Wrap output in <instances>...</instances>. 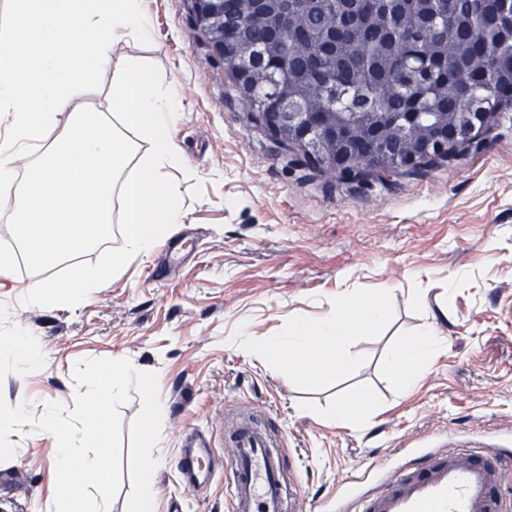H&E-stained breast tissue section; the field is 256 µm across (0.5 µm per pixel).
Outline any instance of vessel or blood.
Wrapping results in <instances>:
<instances>
[{"label":"vessel or blood","instance_id":"b4317fda","mask_svg":"<svg viewBox=\"0 0 512 512\" xmlns=\"http://www.w3.org/2000/svg\"><path fill=\"white\" fill-rule=\"evenodd\" d=\"M236 450L228 486L231 512H283L281 462L265 429L249 422L232 431ZM469 453L467 465L457 454ZM211 442L187 433L177 452V469L187 490L210 479ZM401 462L377 476L355 471L336 487V512H504L502 487L512 484V450L475 440L450 442L441 436L431 448H405Z\"/></svg>","mask_w":512,"mask_h":512}]
</instances>
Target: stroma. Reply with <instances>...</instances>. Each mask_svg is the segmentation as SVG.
Masks as SVG:
<instances>
[{
	"instance_id": "35a3bbf8",
	"label": "stroma",
	"mask_w": 512,
	"mask_h": 512,
	"mask_svg": "<svg viewBox=\"0 0 512 512\" xmlns=\"http://www.w3.org/2000/svg\"><path fill=\"white\" fill-rule=\"evenodd\" d=\"M148 42L120 44L119 58H140L171 81L183 100L173 130L184 161L173 171L190 255L162 250L136 257L84 302L40 306L35 282L59 285L84 265L106 262L124 246L125 225L111 246L38 265L27 258L8 215L0 214V252L16 255L0 278L10 322L38 337L43 367L8 375L0 394L40 419L47 403L73 410L74 368L88 358L129 359L156 373L168 409L165 463L153 475L156 512H230L224 442L242 413L285 434L286 474L299 480L305 504L336 495L352 470L388 469L399 448L445 431L495 442L512 431V105L503 106L481 149L389 185L348 187L298 166L242 104L222 64L192 37L189 0H144ZM396 291L385 324L357 337V365L314 380L286 379L253 355L251 336H289L295 320L333 309L347 291ZM438 321L442 342L411 391L391 379L393 343ZM365 395L359 421L336 423L333 411ZM139 394L120 406L119 485L111 512L132 496L130 425ZM211 435L215 476L201 493L185 490L174 453L185 430ZM16 453L0 463V512H55V441L23 425L10 434Z\"/></svg>"
}]
</instances>
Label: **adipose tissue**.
<instances>
[{"instance_id": "adipose-tissue-1", "label": "adipose tissue", "mask_w": 512, "mask_h": 512, "mask_svg": "<svg viewBox=\"0 0 512 512\" xmlns=\"http://www.w3.org/2000/svg\"><path fill=\"white\" fill-rule=\"evenodd\" d=\"M7 8L8 21L0 26V198L10 203L28 257L43 264L91 248L116 212L128 226L123 249L108 264L81 268L66 287L37 284L30 292L39 305L77 302L119 273L130 256L152 253L184 222L171 178L182 165L173 138L182 99L144 62L113 56L121 41L148 39L143 0H8ZM105 69L112 83L100 113L84 107L81 97ZM128 128L146 142L145 151L125 136ZM30 156L34 164L17 178L20 161ZM393 292L385 286L345 294L329 315L296 322L290 339L259 337L252 348L287 378L348 371L359 360L355 337L385 322ZM441 334L432 322L394 343L387 370L403 391L416 387ZM143 431L150 449L127 512L155 509L152 476L166 432L162 403H150Z\"/></svg>"}]
</instances>
